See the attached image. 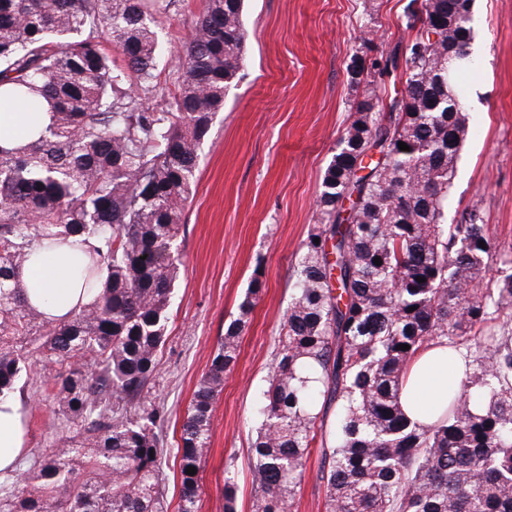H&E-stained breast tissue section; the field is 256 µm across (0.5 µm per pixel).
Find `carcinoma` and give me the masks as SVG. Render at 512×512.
<instances>
[{
	"label": "carcinoma",
	"mask_w": 512,
	"mask_h": 512,
	"mask_svg": "<svg viewBox=\"0 0 512 512\" xmlns=\"http://www.w3.org/2000/svg\"><path fill=\"white\" fill-rule=\"evenodd\" d=\"M473 3L409 0L404 61L382 53L368 67L365 43L350 57L361 94L323 173L261 395L253 512H294L317 439L324 512H512V266L486 277L495 251L480 209L448 223ZM174 5L0 0V100L51 116L26 145H0V395L41 350L53 424L75 430L0 488V512H167L165 414L134 408L165 342L201 146L247 40L244 0H204L174 89L162 86L155 28ZM392 77L406 94H382ZM136 88L168 98V111ZM75 234L89 242L77 274L95 295L51 324L17 279L42 239ZM261 288L253 276L187 410L177 512H198L186 469L207 455ZM437 344L463 352L464 380L419 425L402 408L403 378Z\"/></svg>",
	"instance_id": "obj_1"
}]
</instances>
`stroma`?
Instances as JSON below:
<instances>
[{
    "instance_id": "obj_1",
    "label": "stroma",
    "mask_w": 512,
    "mask_h": 512,
    "mask_svg": "<svg viewBox=\"0 0 512 512\" xmlns=\"http://www.w3.org/2000/svg\"><path fill=\"white\" fill-rule=\"evenodd\" d=\"M407 3L245 0L247 62L201 147L179 240L182 268L148 394L167 416L162 478L170 507L179 500L176 447L187 409L258 266L263 288L216 400L210 451L198 472L199 512H224L228 481L236 488L237 512H252L256 407L272 371L294 267L315 224L323 171L358 95L346 67L361 39H371L381 53L406 44ZM201 5L178 0L159 23L161 80H168ZM470 25L482 50L464 84L468 135L448 217L480 209L499 263L512 260V0H474ZM29 362L34 381L22 396L29 405L27 451L34 454L68 432L53 426L48 406L36 397V378L44 373L40 356L31 354Z\"/></svg>"
}]
</instances>
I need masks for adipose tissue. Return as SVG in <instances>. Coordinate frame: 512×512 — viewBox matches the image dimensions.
I'll return each mask as SVG.
<instances>
[{"label":"adipose tissue","mask_w":512,"mask_h":512,"mask_svg":"<svg viewBox=\"0 0 512 512\" xmlns=\"http://www.w3.org/2000/svg\"><path fill=\"white\" fill-rule=\"evenodd\" d=\"M84 248L80 240L37 246L22 270L25 297L48 320L70 319L88 297L77 281L74 265ZM464 370L461 354L435 346L422 352L411 365L401 401L408 417L421 424L431 421L449 386L459 385ZM28 408L19 394L0 397V474L16 471V462L27 446Z\"/></svg>","instance_id":"1"}]
</instances>
